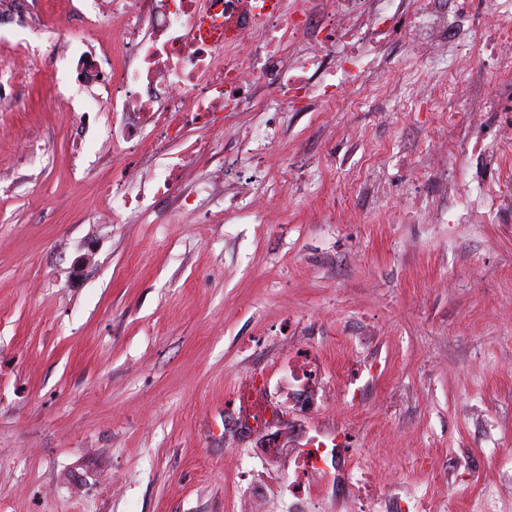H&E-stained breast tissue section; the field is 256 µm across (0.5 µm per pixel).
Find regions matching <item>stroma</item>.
<instances>
[{
    "label": "stroma",
    "instance_id": "stroma-1",
    "mask_svg": "<svg viewBox=\"0 0 512 512\" xmlns=\"http://www.w3.org/2000/svg\"><path fill=\"white\" fill-rule=\"evenodd\" d=\"M477 111L368 98L277 113L267 152L271 224L232 185L173 217L166 198L132 224H96L115 166L96 160L99 86L85 83L78 0H29L0 26V72L40 52L0 98V512H242L226 452L239 376H267L289 341L329 368L377 362L323 432L353 422L389 481L449 512H479L482 485L512 480V88L490 71L512 0H467ZM88 122L48 108L57 91ZM36 144L21 154L19 139ZM83 147L80 170L73 145ZM440 451V474L411 461Z\"/></svg>",
    "mask_w": 512,
    "mask_h": 512
}]
</instances>
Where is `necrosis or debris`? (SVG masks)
<instances>
[{
	"instance_id": "1",
	"label": "necrosis or debris",
	"mask_w": 512,
	"mask_h": 512,
	"mask_svg": "<svg viewBox=\"0 0 512 512\" xmlns=\"http://www.w3.org/2000/svg\"><path fill=\"white\" fill-rule=\"evenodd\" d=\"M102 6L103 0H90L81 11L85 32L114 60L110 78L101 83L109 110L99 159L144 158L141 170L129 167L113 179L112 205L96 214L104 224L148 212L160 196L183 213L232 179L250 215L267 223L268 173L261 160L278 139L269 115L303 95L331 101L337 75L388 98L407 81L418 100L474 99L470 82L449 81L438 67L448 54L460 0H278L273 10L267 0H123L114 10L117 27L106 25ZM400 14L408 20L409 41L436 70L432 83L405 79L384 56ZM244 49L250 52L245 62ZM242 112L265 118L243 127L238 156H224V128ZM192 130L199 136L191 141ZM242 154L252 160L250 170H241ZM206 157L213 161L207 177L192 178V168ZM318 372L311 352L296 348L269 378L238 383L247 404L235 410L233 432L264 439L284 430V412L272 394L284 383L301 392L300 412L321 414L326 400L306 395ZM289 453L294 469L282 488L288 512H314L331 496L338 512H443L427 494H396L377 484L375 463L354 452L346 428L332 437L303 436Z\"/></svg>"
}]
</instances>
